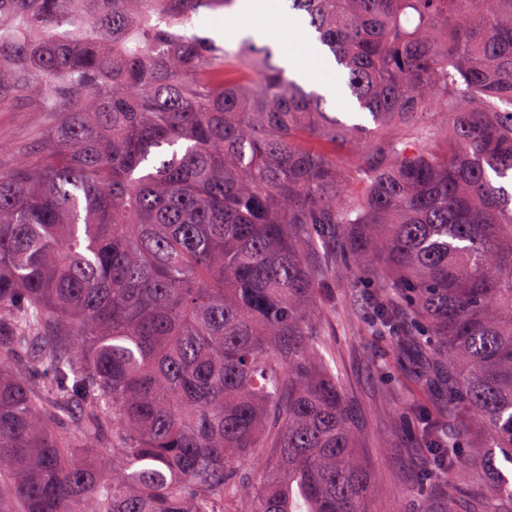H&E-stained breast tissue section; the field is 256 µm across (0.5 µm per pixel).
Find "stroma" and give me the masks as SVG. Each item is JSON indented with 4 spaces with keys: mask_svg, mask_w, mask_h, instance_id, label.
<instances>
[{
    "mask_svg": "<svg viewBox=\"0 0 512 512\" xmlns=\"http://www.w3.org/2000/svg\"><path fill=\"white\" fill-rule=\"evenodd\" d=\"M235 7L207 11L196 22L197 35L233 48L241 36L232 22ZM254 24L265 28L285 49L312 61L316 53L292 22L270 19L259 11ZM50 120L32 111L0 112V166L19 157L36 158L37 145ZM365 289L345 278L333 281L321 296L322 353L334 368L358 430L356 456L375 478L366 498L368 512H417L405 489L415 479V466L405 450L411 445L405 421L413 406L428 395L403 366L391 358L390 337L379 336L368 324Z\"/></svg>",
    "mask_w": 512,
    "mask_h": 512,
    "instance_id": "1",
    "label": "stroma"
}]
</instances>
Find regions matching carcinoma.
I'll use <instances>...</instances> for the list:
<instances>
[{
	"label": "carcinoma",
	"mask_w": 512,
	"mask_h": 512,
	"mask_svg": "<svg viewBox=\"0 0 512 512\" xmlns=\"http://www.w3.org/2000/svg\"><path fill=\"white\" fill-rule=\"evenodd\" d=\"M232 2L0 0V111L54 117L0 169V512H364L318 306L362 263L468 433L417 408L406 494L512 512V0H290L372 129L192 32Z\"/></svg>",
	"instance_id": "1"
}]
</instances>
